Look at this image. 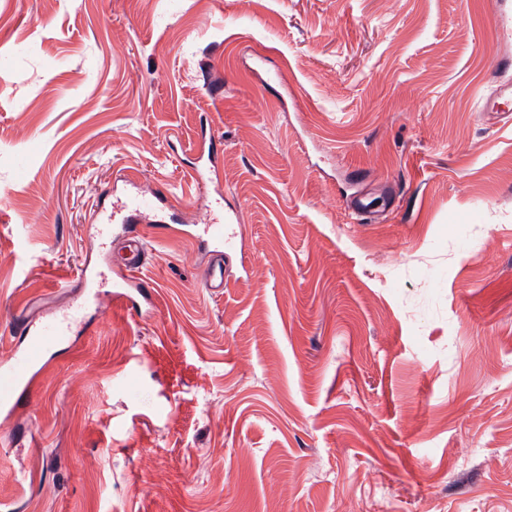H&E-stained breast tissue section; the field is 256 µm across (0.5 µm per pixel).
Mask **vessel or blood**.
Here are the masks:
<instances>
[{
  "label": "vessel or blood",
  "instance_id": "1",
  "mask_svg": "<svg viewBox=\"0 0 512 512\" xmlns=\"http://www.w3.org/2000/svg\"><path fill=\"white\" fill-rule=\"evenodd\" d=\"M167 196L156 188L113 202L99 215L92 235L101 255L111 257L117 280L112 291L116 302L130 312H140L152 298L153 284L139 277L148 256L151 239L145 226L148 210L164 209ZM236 210L208 209L199 227L197 243L207 250L209 263L203 285L210 294L224 292V270L237 246ZM85 320L83 307L42 322L33 315H22L14 327L16 342L10 360L0 365V411L13 414L32 393L33 381L45 353L68 342Z\"/></svg>",
  "mask_w": 512,
  "mask_h": 512
}]
</instances>
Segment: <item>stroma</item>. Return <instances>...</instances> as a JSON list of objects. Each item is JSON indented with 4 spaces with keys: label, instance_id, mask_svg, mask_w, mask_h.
Masks as SVG:
<instances>
[{
    "label": "stroma",
    "instance_id": "obj_1",
    "mask_svg": "<svg viewBox=\"0 0 512 512\" xmlns=\"http://www.w3.org/2000/svg\"><path fill=\"white\" fill-rule=\"evenodd\" d=\"M498 10L0 0V363L26 305L68 306L99 261L113 191L171 192L147 313L104 277L0 417V501L512 512V114L482 109L512 56ZM218 196L240 248L212 295L193 226Z\"/></svg>",
    "mask_w": 512,
    "mask_h": 512
}]
</instances>
